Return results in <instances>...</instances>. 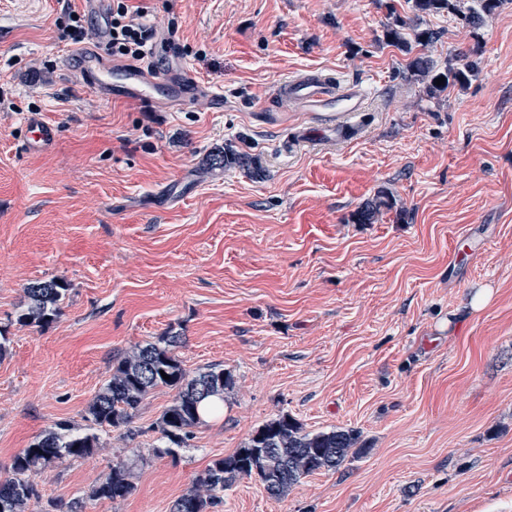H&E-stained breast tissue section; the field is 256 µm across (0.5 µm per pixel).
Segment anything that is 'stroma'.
I'll use <instances>...</instances> for the list:
<instances>
[{"label": "stroma", "instance_id": "1", "mask_svg": "<svg viewBox=\"0 0 512 512\" xmlns=\"http://www.w3.org/2000/svg\"><path fill=\"white\" fill-rule=\"evenodd\" d=\"M133 3L223 111L104 100L57 38L81 0H0V476L56 423L86 427L117 362L171 330L188 371L233 374L222 412L158 457L174 393L153 391L91 455L38 474L29 512H170L281 414L365 451L279 499L237 480L210 512H512V0L476 28L409 0ZM398 18L440 32L438 69L477 61L471 84L429 94L381 41ZM300 74L360 89L347 134L301 140L306 113L275 97ZM34 110L59 131L43 154L25 147ZM226 147L260 174L200 176ZM383 191L393 208L354 223ZM53 277L58 317L21 325L24 288ZM135 454L130 496L87 498Z\"/></svg>", "mask_w": 512, "mask_h": 512}]
</instances>
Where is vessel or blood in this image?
Listing matches in <instances>:
<instances>
[{
	"mask_svg": "<svg viewBox=\"0 0 512 512\" xmlns=\"http://www.w3.org/2000/svg\"><path fill=\"white\" fill-rule=\"evenodd\" d=\"M76 72L107 100H129L141 104H160L168 110L185 109L198 98H207L213 109L223 110L224 96L219 89L200 82L176 48H169L165 71L153 64L133 65L106 62L100 49H81L74 53ZM280 96L286 97L303 112L323 113L325 121L344 128L349 117L362 106L360 90L343 87L329 77L304 74L281 83ZM24 126L27 147L32 152L53 149L58 140L56 126L41 113H29Z\"/></svg>",
	"mask_w": 512,
	"mask_h": 512,
	"instance_id": "vessel-or-blood-1",
	"label": "vessel or blood"
}]
</instances>
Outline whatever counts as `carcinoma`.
<instances>
[{"instance_id": "cac0c4a2", "label": "carcinoma", "mask_w": 512, "mask_h": 512, "mask_svg": "<svg viewBox=\"0 0 512 512\" xmlns=\"http://www.w3.org/2000/svg\"><path fill=\"white\" fill-rule=\"evenodd\" d=\"M505 2L412 0V8L419 16L443 11L455 13L475 27L492 17ZM384 40L401 50L409 49L402 25L397 22L387 26ZM407 70L427 81L428 91L437 94L450 85H467L478 73V62L469 61L460 68L441 72L435 69L429 56L421 53L408 62ZM441 77L444 83L434 84ZM231 165L255 173L260 171L253 157L226 152L212 155L203 165L202 174ZM391 206L389 196L383 192L365 203L355 219L361 224H371L381 209ZM68 291L69 284L56 278L26 287L18 322L41 327L50 324L58 316ZM181 344L182 337L170 330L156 341L131 350L91 401L86 419L92 422V427L88 431L80 432L66 423H58L15 455L10 475L0 480V512H28L30 502L40 498L33 476L68 459L92 454L99 445V431L129 424L146 397L157 388H169L176 394L160 418L162 445L156 447L155 453L173 456L185 447L192 430L205 424L201 408L214 401L224 402V393L233 387L234 380L231 373L218 366L189 372L177 354ZM164 373L170 379H163ZM357 442L358 436L346 430L306 432L294 418L282 414L260 426L233 454L214 459L196 477L192 488L174 502L172 512H208L220 500L224 488L256 473L260 474L259 480L269 496L284 497L303 478L338 469ZM134 489L128 464L117 461L92 485L89 497L114 501L127 498Z\"/></svg>"}]
</instances>
